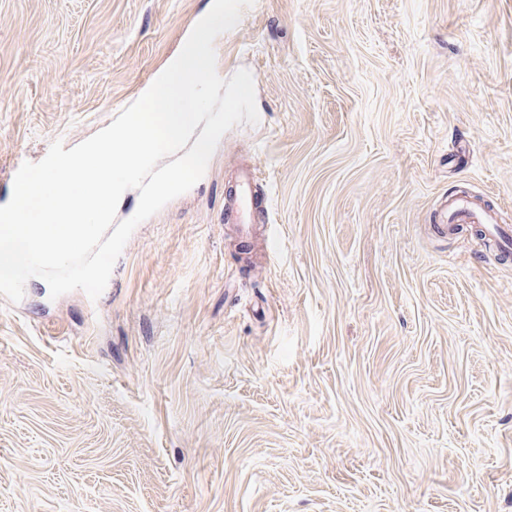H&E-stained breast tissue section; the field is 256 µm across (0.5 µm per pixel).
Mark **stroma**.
I'll list each match as a JSON object with an SVG mask.
<instances>
[{
	"label": "stroma",
	"instance_id": "stroma-1",
	"mask_svg": "<svg viewBox=\"0 0 512 512\" xmlns=\"http://www.w3.org/2000/svg\"><path fill=\"white\" fill-rule=\"evenodd\" d=\"M209 0H0L12 170L109 126ZM259 122L98 299L0 295V512H512V0H254ZM253 167L265 236L224 211Z\"/></svg>",
	"mask_w": 512,
	"mask_h": 512
}]
</instances>
